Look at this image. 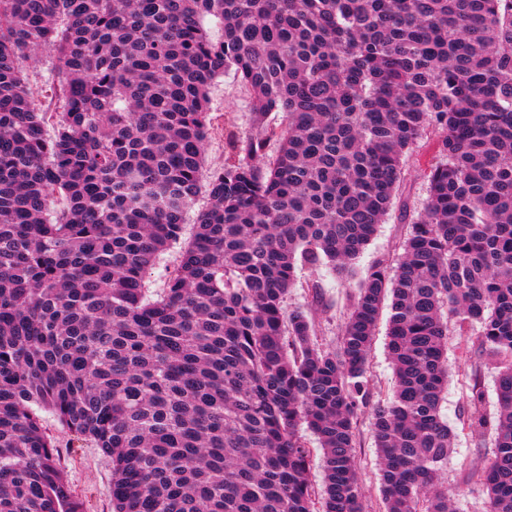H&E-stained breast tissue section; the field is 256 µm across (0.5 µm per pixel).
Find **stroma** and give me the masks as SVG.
<instances>
[{"mask_svg":"<svg viewBox=\"0 0 512 512\" xmlns=\"http://www.w3.org/2000/svg\"><path fill=\"white\" fill-rule=\"evenodd\" d=\"M209 110L213 129L205 144L204 171L212 173L224 166L229 155V138L247 139L254 132L247 88L233 72L221 75L210 89ZM438 133H431L420 141L406 159V176L399 194L377 235L357 261V274H364L377 260L396 259L399 244L409 230V222L422 207L427 196L426 174L438 151ZM301 287L294 289L289 306L307 308L314 319L319 337L324 344L335 343L347 313V291L344 281L325 275L301 271ZM318 280V298H311L305 282ZM386 321H379L368 364V379L373 399L383 398L391 387L392 365L386 348ZM473 345L469 336L450 334L448 363L452 369L448 379V393L442 411L456 430L457 446L448 458L442 482L456 502L459 512H486V494L479 483L477 472L493 456L491 447H479L474 437L462 427L467 411L468 378L460 372L466 354ZM42 418L58 449L57 462L65 472L75 494L83 503L84 512H112V463L93 443L83 447L70 446L69 437L50 412ZM361 444L355 450L359 477L367 512H384L379 480V460L369 429L367 412L359 414Z\"/></svg>","mask_w":512,"mask_h":512,"instance_id":"stroma-1","label":"stroma"}]
</instances>
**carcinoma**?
Instances as JSON below:
<instances>
[{
    "instance_id": "obj_1",
    "label": "carcinoma",
    "mask_w": 512,
    "mask_h": 512,
    "mask_svg": "<svg viewBox=\"0 0 512 512\" xmlns=\"http://www.w3.org/2000/svg\"><path fill=\"white\" fill-rule=\"evenodd\" d=\"M44 47L46 105L25 74ZM226 70L255 132L206 177ZM429 130L397 265L375 263L323 347L288 307L297 271L352 276ZM388 299L394 386L369 414L385 512H458L451 330L475 336L463 425L494 448L488 512H512V0H0V512H83L38 407L111 457L113 512H364L358 411ZM208 203L209 200L207 194L203 190L197 197L193 208L185 217V226L180 243L173 245L169 250L163 253L157 264L151 270V274L149 275L146 283L148 294L151 295V297H156V294L161 290V288H163L165 278L169 271L173 270L177 265L181 247L193 233V224H195L196 215L200 210L205 209L208 206Z\"/></svg>"
}]
</instances>
